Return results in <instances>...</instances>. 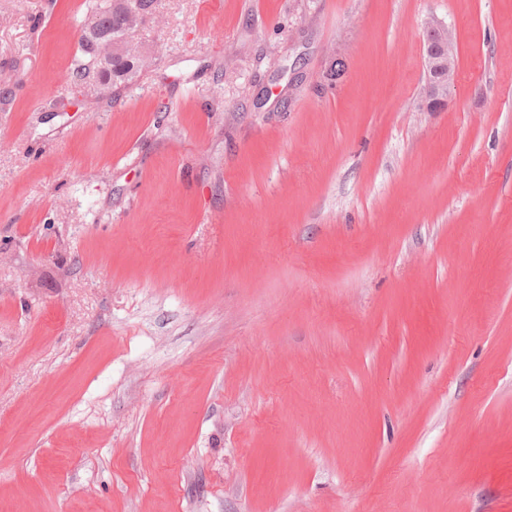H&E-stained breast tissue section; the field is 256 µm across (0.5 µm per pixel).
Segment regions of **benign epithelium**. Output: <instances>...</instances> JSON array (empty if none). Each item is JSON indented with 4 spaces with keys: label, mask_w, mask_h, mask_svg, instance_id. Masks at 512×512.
<instances>
[{
    "label": "benign epithelium",
    "mask_w": 512,
    "mask_h": 512,
    "mask_svg": "<svg viewBox=\"0 0 512 512\" xmlns=\"http://www.w3.org/2000/svg\"><path fill=\"white\" fill-rule=\"evenodd\" d=\"M423 65L426 72L423 106L429 112H439L445 107L448 88L454 84L457 70L453 35L440 23L432 22L427 26Z\"/></svg>",
    "instance_id": "benign-epithelium-1"
}]
</instances>
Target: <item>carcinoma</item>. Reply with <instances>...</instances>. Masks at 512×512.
Segmentation results:
<instances>
[{"instance_id": "obj_1", "label": "carcinoma", "mask_w": 512, "mask_h": 512, "mask_svg": "<svg viewBox=\"0 0 512 512\" xmlns=\"http://www.w3.org/2000/svg\"><path fill=\"white\" fill-rule=\"evenodd\" d=\"M154 3L155 0H88L86 6L93 25L87 24L77 33V53L70 66L71 80L82 84L95 76L119 88L132 83L148 69L150 61L141 54L129 33L153 14ZM97 34L126 37L125 54L112 58V64L107 67L98 63V49L91 43Z\"/></svg>"}]
</instances>
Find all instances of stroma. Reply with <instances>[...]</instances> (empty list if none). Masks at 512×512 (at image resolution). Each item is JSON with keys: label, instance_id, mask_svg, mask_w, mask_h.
Returning a JSON list of instances; mask_svg holds the SVG:
<instances>
[{"label": "stroma", "instance_id": "stroma-1", "mask_svg": "<svg viewBox=\"0 0 512 512\" xmlns=\"http://www.w3.org/2000/svg\"><path fill=\"white\" fill-rule=\"evenodd\" d=\"M85 18L0 0V512H512V0ZM156 0H95L85 3L90 12L89 21L95 25L91 28L88 23L77 33V52L70 66L71 80L76 84L87 82L96 76L102 82L112 83V87H119L132 83L140 73L147 70L151 63L141 54L133 39L127 38L130 31L139 28L146 19L153 14ZM131 19L136 20L135 26L129 25ZM108 34L111 38L100 45V59L102 67L97 60L98 49L91 40L95 35ZM126 36L125 55L112 58V39ZM113 42L118 43L113 39ZM423 65L426 72L423 106L428 112H440L445 107L448 88L454 84L457 70L453 35L440 23L432 22L427 26Z\"/></svg>", "mask_w": 512, "mask_h": 512}]
</instances>
